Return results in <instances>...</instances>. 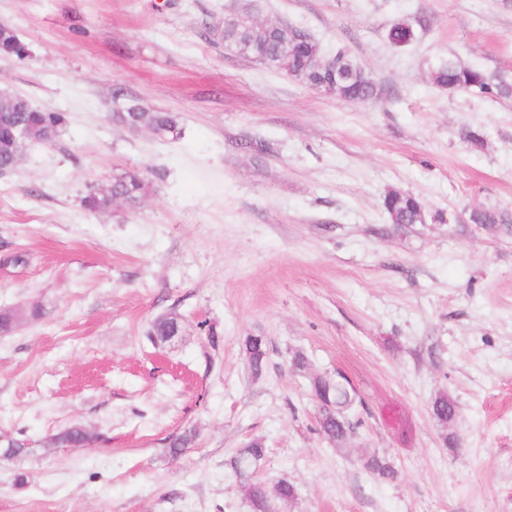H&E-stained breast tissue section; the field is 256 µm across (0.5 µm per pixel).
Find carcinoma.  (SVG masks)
Wrapping results in <instances>:
<instances>
[{
	"label": "carcinoma",
	"mask_w": 512,
	"mask_h": 512,
	"mask_svg": "<svg viewBox=\"0 0 512 512\" xmlns=\"http://www.w3.org/2000/svg\"><path fill=\"white\" fill-rule=\"evenodd\" d=\"M422 22H398L391 25L387 40L395 47H406L416 38L417 28ZM224 45L241 55L253 57L261 54L270 69L286 71L304 83L326 93H334L347 102L369 103L379 99L380 87L375 77L362 71L346 51L339 49L332 58L336 62L333 70H317L312 67L315 52L320 44L308 33L288 26L252 25L240 16L224 19L220 31ZM28 48L17 41L13 31L0 27V54L24 58ZM434 84L440 88L477 90L490 96L512 97V83L502 76H491L486 72L448 60L433 71ZM116 110L126 113L131 119H141L149 124L159 139H174L180 135L177 119L169 112L148 111L139 99L118 89L113 93ZM64 115L28 108L22 96L15 93L0 95V168L13 170L26 148L34 142L50 143L64 125ZM146 197V184L136 172H125L112 181L105 190L86 195L84 208L91 213L107 210L113 199H118L131 211L140 209ZM419 201L406 193L391 190L383 199V208L392 224H420L416 205ZM179 318L175 314L156 319L148 337L167 341L175 334ZM252 374L260 376L268 363V342L263 336H249L245 340ZM312 393L317 402L328 406L319 409L320 432L338 444L355 433L357 424L347 416L354 397L345 383L339 379L316 377L311 382ZM435 419L448 427L456 416L455 401L446 392L436 395L432 402ZM266 457V448L255 440L238 449L232 467L241 479L242 489L253 512H271V502L265 489L252 481Z\"/></svg>",
	"instance_id": "carcinoma-1"
}]
</instances>
